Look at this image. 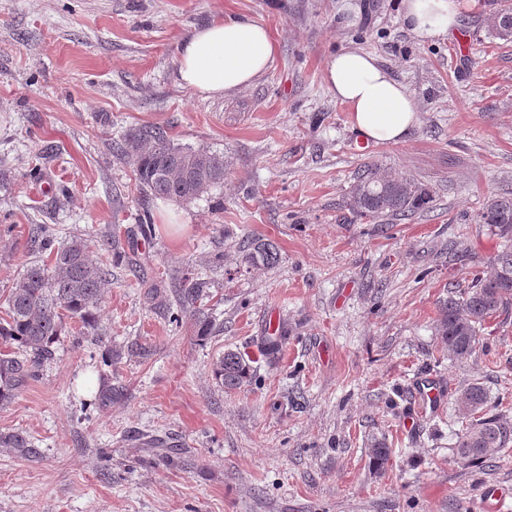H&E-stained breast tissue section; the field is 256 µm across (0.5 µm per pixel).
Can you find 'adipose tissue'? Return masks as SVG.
I'll return each instance as SVG.
<instances>
[{"instance_id":"1","label":"adipose tissue","mask_w":512,"mask_h":512,"mask_svg":"<svg viewBox=\"0 0 512 512\" xmlns=\"http://www.w3.org/2000/svg\"><path fill=\"white\" fill-rule=\"evenodd\" d=\"M462 0H399L404 25L418 38L450 35L458 26ZM276 44L260 22L228 16L198 28L182 43L176 78L207 96L251 86L273 63ZM324 82L347 106L354 131L376 143L405 140L418 122V108L407 87L372 54L349 49L326 62Z\"/></svg>"}]
</instances>
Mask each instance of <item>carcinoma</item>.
Listing matches in <instances>:
<instances>
[{
	"label": "carcinoma",
	"instance_id": "cac0c4a2",
	"mask_svg": "<svg viewBox=\"0 0 512 512\" xmlns=\"http://www.w3.org/2000/svg\"><path fill=\"white\" fill-rule=\"evenodd\" d=\"M491 28L501 37L512 35V9L504 8L490 17ZM117 152L135 165L145 191L176 202L188 203L224 185V156L204 148H192L171 140L156 127L133 129L116 144ZM431 194L421 183L387 172L376 161L365 164L350 192V207L368 221L409 219L428 205ZM478 223L501 239L512 240V195L490 199L478 215ZM38 251L47 253L48 262L34 263L9 288L4 304L6 318L0 320V405L9 403L17 390L36 377L38 369L54 354L65 319L86 325L96 322L109 270L94 263L89 255L90 240H62L53 224H43L35 239ZM247 261L270 266L277 262L276 247L270 242L256 244ZM207 282L186 277L179 288V320L187 306L204 293ZM512 313V248L498 253L494 271L488 277H475L469 289L444 301L436 330L456 361H466L477 347L485 325ZM214 376L226 389H239L251 378L250 361L245 355L228 350L216 364ZM470 414L456 412L465 431L458 437L459 454L468 461L479 460L496 448L512 445V425L486 411L489 396L480 382H473L458 393ZM35 459L40 450L20 433H0V447ZM390 448L383 440L370 451L372 465L384 467Z\"/></svg>",
	"mask_w": 512,
	"mask_h": 512
}]
</instances>
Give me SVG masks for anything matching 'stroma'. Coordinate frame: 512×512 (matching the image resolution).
Segmentation results:
<instances>
[{
    "label": "stroma",
    "instance_id": "35a3bbf8",
    "mask_svg": "<svg viewBox=\"0 0 512 512\" xmlns=\"http://www.w3.org/2000/svg\"><path fill=\"white\" fill-rule=\"evenodd\" d=\"M506 5L469 0L456 34L422 41L397 0H0V295L40 260L43 224L127 255L93 250L112 270L95 330L67 320L39 377L0 406V433L40 449L27 461L0 447V512H485L493 486L512 512V447L461 459L454 411L478 381L512 424V315L463 363L435 334L442 301L506 247L477 223L512 193V38L489 26ZM229 15L268 28L269 70L221 97L180 86L182 41ZM346 49L413 94L405 141L360 150L323 79ZM144 125L222 154L223 186L189 203L145 192L113 150ZM371 160L425 184L429 207L360 219L349 192ZM257 241L274 265L246 262ZM196 275L214 322L203 341L191 314L170 320ZM230 349L252 366L236 390L214 377ZM425 379L446 391L427 413ZM105 383L124 395L95 405Z\"/></svg>",
    "mask_w": 512,
    "mask_h": 512
}]
</instances>
